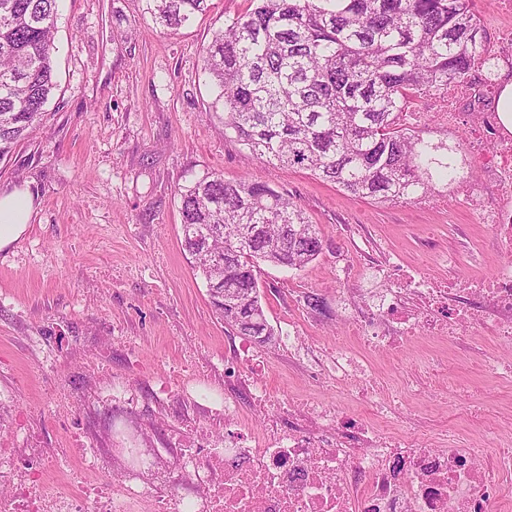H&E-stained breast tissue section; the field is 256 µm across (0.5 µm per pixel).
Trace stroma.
<instances>
[{"mask_svg":"<svg viewBox=\"0 0 512 512\" xmlns=\"http://www.w3.org/2000/svg\"><path fill=\"white\" fill-rule=\"evenodd\" d=\"M249 0H212L194 24L166 34L144 17L143 0H58L57 88L43 124L0 160V190L26 186L38 206L29 228L0 250V448H47L82 482L87 448L136 446L159 472L147 492L187 489L183 448L253 433L268 416L287 423L289 406L340 404L368 416L388 390L411 385L401 411L429 443L449 420L482 403L512 415V383L489 367L512 359L491 337H416L400 357L360 347L346 335L344 301L385 290L374 263L385 250L414 267L428 247L457 256L462 275L489 274L507 256L476 206L503 191L484 183L478 203L449 192L431 201L375 203L308 172L247 157L212 112L202 50L215 29ZM245 177L288 193L318 224L322 255L301 271L264 267L267 320L277 333L251 363L250 342L218 319L183 247L178 187L205 174ZM317 295L322 307L308 308ZM300 345L347 349L366 358L384 388L373 398L352 386L346 399L313 373ZM126 401L113 404V386ZM269 400L254 401L256 386ZM240 411L224 420L225 398Z\"/></svg>","mask_w":512,"mask_h":512,"instance_id":"1","label":"stroma"}]
</instances>
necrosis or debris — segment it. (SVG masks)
<instances>
[{"mask_svg": "<svg viewBox=\"0 0 512 512\" xmlns=\"http://www.w3.org/2000/svg\"><path fill=\"white\" fill-rule=\"evenodd\" d=\"M496 81L481 76L450 85L447 96L428 95L432 118L440 126L461 121L455 103L473 109L471 160L501 183L512 185V127L497 112H483L484 93ZM442 268L440 281L416 274L396 281L366 309L351 318L360 337L375 348L399 354L415 336L479 333L512 345V263L489 275L459 276L457 259L432 252ZM322 365L347 394L366 378L367 365L336 350ZM376 423L344 417L340 409L317 406L295 412L287 427L269 421L251 440L225 437L203 448H186L182 464L191 490L154 499L150 512H512V439L497 441L496 457L465 440L455 429L442 431L433 448L422 447L415 427L395 436L385 425L396 408L381 407ZM125 470L111 482L65 492L49 486L43 473L60 467L41 448L0 452V472L12 477L0 512H143L139 474L155 469L154 456L140 448H118ZM38 467H20L19 456Z\"/></svg>", "mask_w": 512, "mask_h": 512, "instance_id": "necrosis-or-debris-1", "label": "necrosis or debris"}]
</instances>
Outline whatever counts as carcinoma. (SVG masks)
Returning <instances> with one entry per match:
<instances>
[{
	"label": "carcinoma",
	"instance_id": "obj_1",
	"mask_svg": "<svg viewBox=\"0 0 512 512\" xmlns=\"http://www.w3.org/2000/svg\"><path fill=\"white\" fill-rule=\"evenodd\" d=\"M174 33L211 0H145ZM57 0H0V160L45 116L56 87ZM471 0H251L203 48L212 108L252 156L306 170L375 203H413L453 183L456 157L400 123L427 91L448 93L470 63L498 57ZM183 246L224 324L251 340L275 336L261 266L300 270L323 237L293 199L269 185L208 173L178 188ZM211 224L221 232L203 244Z\"/></svg>",
	"mask_w": 512,
	"mask_h": 512
}]
</instances>
